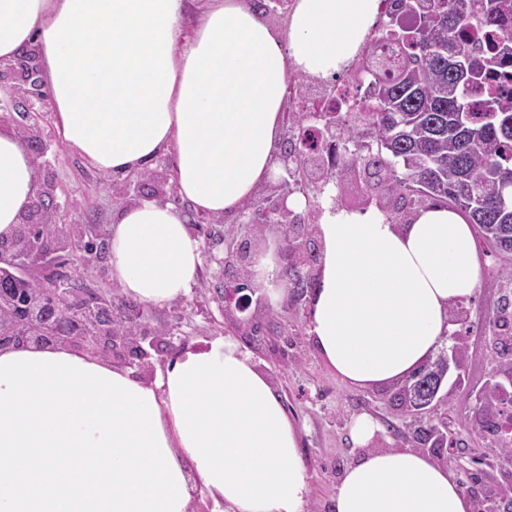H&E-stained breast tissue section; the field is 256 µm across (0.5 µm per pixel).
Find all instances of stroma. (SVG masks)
<instances>
[{
	"instance_id": "obj_1",
	"label": "stroma",
	"mask_w": 512,
	"mask_h": 512,
	"mask_svg": "<svg viewBox=\"0 0 512 512\" xmlns=\"http://www.w3.org/2000/svg\"><path fill=\"white\" fill-rule=\"evenodd\" d=\"M43 129L42 144L28 145L27 150L43 177L55 187L61 225H93L100 234H109L113 216L124 205L122 178L99 172L63 144L53 116H46ZM190 230L200 239L205 259L188 298L146 313L144 327L161 335L149 351L151 369H144L138 351L130 348L112 355L110 361L151 380L174 359L178 349L199 345L213 336L234 337L270 374L298 430L300 458L311 475L305 512H331L336 481L354 457L349 435L354 416L367 414L379 421L381 446L414 447L409 421L393 401L396 388L349 387L323 363L307 334L310 294L294 296L286 291L275 301L252 303L242 313L225 304V288L234 286L241 274L232 265L218 268L215 259L223 250L212 247L210 239L240 232L241 226L233 218L219 223L205 215ZM477 249L482 262L481 286L472 299L456 305L450 313L466 359L461 367L450 369L429 416L432 421L447 422L458 439L454 447L437 452V460L447 465L462 489L472 490L474 512H496L502 495L512 489V461L496 454V434L474 431L473 425L480 416L479 398L495 366L488 353L491 331L486 316L512 285L501 276L503 267L512 265V254L497 252L482 242ZM58 265L78 287L97 288L122 300L112 282L109 260L99 253L65 255Z\"/></svg>"
}]
</instances>
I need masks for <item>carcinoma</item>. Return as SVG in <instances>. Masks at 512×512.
Listing matches in <instances>:
<instances>
[{
	"label": "carcinoma",
	"mask_w": 512,
	"mask_h": 512,
	"mask_svg": "<svg viewBox=\"0 0 512 512\" xmlns=\"http://www.w3.org/2000/svg\"><path fill=\"white\" fill-rule=\"evenodd\" d=\"M388 19L369 36L359 68L374 75L371 103L336 116L335 136L353 145L341 169L364 179L384 201L393 222L413 215L428 201L463 211L480 237L512 254V95L493 82L512 74L495 68L512 62V0H385ZM401 51L398 67L377 58L380 39ZM288 128L307 145L293 177L309 181L310 157L324 134L307 125L306 113L288 110ZM512 324L502 307L491 325L490 356L512 365ZM436 375L431 362L398 388L395 399L408 410Z\"/></svg>",
	"instance_id": "obj_1"
}]
</instances>
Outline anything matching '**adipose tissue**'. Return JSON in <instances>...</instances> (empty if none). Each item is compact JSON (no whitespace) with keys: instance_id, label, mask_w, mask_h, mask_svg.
Segmentation results:
<instances>
[{"instance_id":"obj_1","label":"adipose tissue","mask_w":512,"mask_h":512,"mask_svg":"<svg viewBox=\"0 0 512 512\" xmlns=\"http://www.w3.org/2000/svg\"><path fill=\"white\" fill-rule=\"evenodd\" d=\"M383 10L381 0H293L285 28L246 0H0V61L36 47L64 143L103 173L172 155V183L220 219L284 174L285 91L296 74H345ZM36 167L0 128V235L29 208ZM323 251L308 335L346 385L404 382L450 335V311L481 283L467 215L420 208L408 223L323 207ZM112 279L129 298L165 307L187 298L202 244L185 214L140 199L110 228ZM165 442L187 492L231 512H305L310 474L270 375L231 336L190 347L156 381ZM369 416L350 422L353 460L331 512H472L446 465L414 448H377Z\"/></svg>"}]
</instances>
